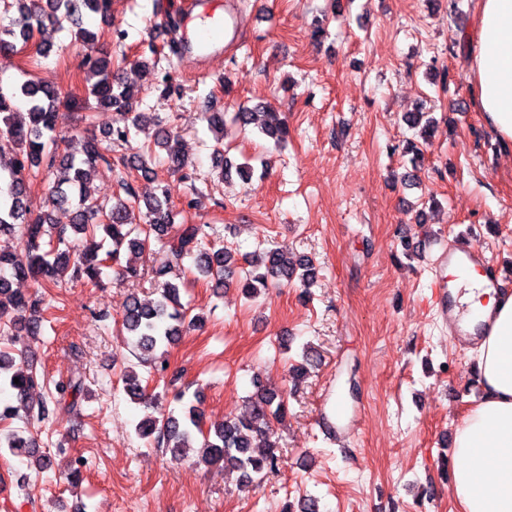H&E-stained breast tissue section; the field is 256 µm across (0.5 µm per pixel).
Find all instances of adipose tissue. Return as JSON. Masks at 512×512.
Masks as SVG:
<instances>
[{
	"label": "adipose tissue",
	"instance_id": "1",
	"mask_svg": "<svg viewBox=\"0 0 512 512\" xmlns=\"http://www.w3.org/2000/svg\"><path fill=\"white\" fill-rule=\"evenodd\" d=\"M477 40L468 57L477 105L490 131L512 142V0H474ZM461 325L490 322L470 352L483 395L455 429L451 485L459 512H512V294L458 270Z\"/></svg>",
	"mask_w": 512,
	"mask_h": 512
}]
</instances>
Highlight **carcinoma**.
<instances>
[{"instance_id":"carcinoma-1","label":"carcinoma","mask_w":512,"mask_h":512,"mask_svg":"<svg viewBox=\"0 0 512 512\" xmlns=\"http://www.w3.org/2000/svg\"><path fill=\"white\" fill-rule=\"evenodd\" d=\"M111 0H11L7 7L16 8L11 24L0 25V50H17V44L33 39L34 28L46 24L74 28V42L93 45L98 33L83 26V14L106 17ZM171 34L169 50L179 55L190 49L183 39L176 38L173 17L165 23ZM89 95L96 104L120 115V120L101 135L76 132L68 136V150H49L48 133L60 132V104L64 96L55 87L31 79L19 85L0 84V139L16 146L11 167L0 172V234L19 231L25 238V250L17 253L0 248V340L10 344L0 348V385L12 394L11 404L0 406V422L15 419L42 421L48 415L46 398L39 395V374L34 365L30 341L41 333L46 290L64 282H82L95 288L102 286L103 268L116 263L121 279L141 277L140 259L154 253L160 261L152 266L157 297L142 302L131 295L121 317L122 328L129 336L138 361L166 371L161 349L176 342L199 322L190 304L182 303L181 287L176 282L192 261L195 272L207 281L213 294H220L236 269L234 253L217 247L207 239L205 225L194 224L186 214L196 209L197 201L185 200L175 211L169 205L168 189L161 195L140 199L135 185L120 177V189L112 204L92 198L86 184L97 165L107 161L112 146H127L134 130L151 121L146 112L133 111L139 86L128 81L112 68L107 55H88L82 62ZM206 121L215 132L216 144H223L224 113L209 112ZM232 122L242 129L252 125L266 137L281 142L288 134L284 121L271 112H258L241 107L233 113ZM154 145L166 152L168 168L180 174L185 182L194 181L191 163L182 153L177 137L168 129L158 127ZM116 165L134 170L145 179L155 178L152 149L142 147L129 157H117ZM49 182L48 204L33 208L29 198L30 183L40 174ZM144 206L143 223L132 222L135 208ZM68 208L71 223L56 224L52 209ZM109 240L112 249L100 253L101 241ZM311 261L305 257L291 259L277 250H267L256 258L242 285L246 295L257 298L272 280L298 281L307 288L314 282ZM33 281L39 290L24 293L14 283ZM19 383H14V379ZM123 389L129 398L145 408L156 404L158 395L147 393L136 372L123 377ZM254 391L248 399L247 412L206 424L198 394L186 398V392L174 394L175 407L165 413H149L137 425L138 434L151 438L156 446L174 456H183L197 446L198 462L224 467L240 474V482L255 490L267 472L278 468L281 461L279 437L273 422L281 421L286 411L285 396L253 378ZM6 447L33 461L37 469L47 467V456L37 450L33 437L24 438L15 432L5 436Z\"/></svg>"}]
</instances>
